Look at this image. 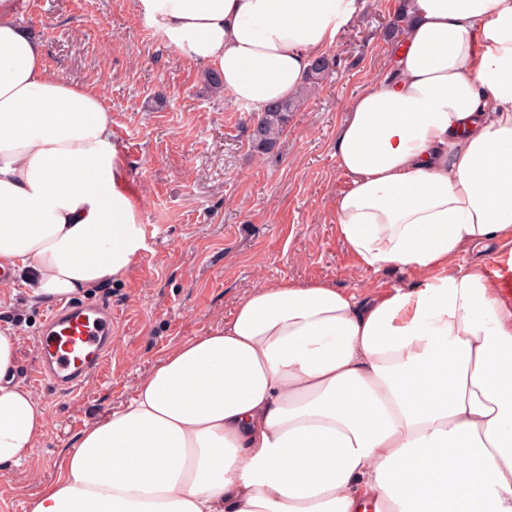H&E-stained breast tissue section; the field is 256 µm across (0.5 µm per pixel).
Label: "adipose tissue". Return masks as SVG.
Segmentation results:
<instances>
[{
	"instance_id": "obj_1",
	"label": "adipose tissue",
	"mask_w": 512,
	"mask_h": 512,
	"mask_svg": "<svg viewBox=\"0 0 512 512\" xmlns=\"http://www.w3.org/2000/svg\"><path fill=\"white\" fill-rule=\"evenodd\" d=\"M234 101L292 97L355 0H135ZM99 92L56 76L0 0V268L30 296L85 295L145 237ZM336 229L360 267L413 284L360 296L260 284L168 351L82 431L28 512H512V0H406L391 59L335 143ZM0 330V469L49 411Z\"/></svg>"
}]
</instances>
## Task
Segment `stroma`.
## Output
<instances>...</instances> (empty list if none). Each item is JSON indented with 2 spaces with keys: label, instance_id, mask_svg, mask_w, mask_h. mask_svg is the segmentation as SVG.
Segmentation results:
<instances>
[{
  "label": "stroma",
  "instance_id": "stroma-1",
  "mask_svg": "<svg viewBox=\"0 0 512 512\" xmlns=\"http://www.w3.org/2000/svg\"><path fill=\"white\" fill-rule=\"evenodd\" d=\"M22 25L50 71L98 90L112 113V144L139 198L146 247L128 273L103 285L117 321L103 375L61 395L33 387L49 408L33 463L0 470V512H27L75 437L126 402L137 378L166 351L228 319L257 284L326 281L359 295L406 287L396 268H358L339 240L334 204L350 180L334 145L353 97L382 72L385 29L400 0H363L325 51L330 75L304 90L277 152L249 140L254 109L213 91L203 65L173 52L133 0H18ZM0 304V329L20 338L18 379L27 382L48 305L16 277Z\"/></svg>",
  "mask_w": 512,
  "mask_h": 512
}]
</instances>
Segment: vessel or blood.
<instances>
[{"label":"vessel or blood","instance_id":"vessel-or-blood-1","mask_svg":"<svg viewBox=\"0 0 512 512\" xmlns=\"http://www.w3.org/2000/svg\"><path fill=\"white\" fill-rule=\"evenodd\" d=\"M112 305L67 300L47 316L38 340L36 383L65 394L103 373L112 343Z\"/></svg>","mask_w":512,"mask_h":512}]
</instances>
